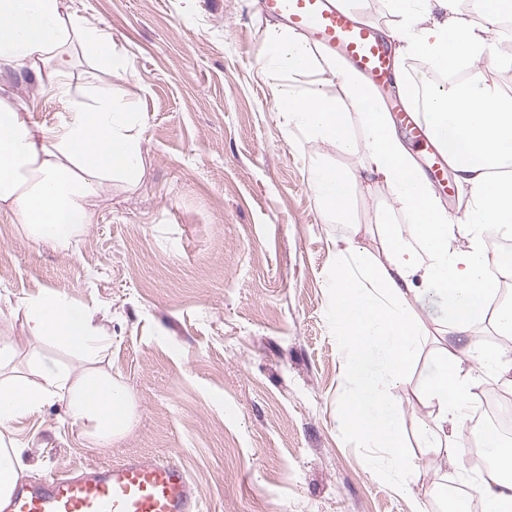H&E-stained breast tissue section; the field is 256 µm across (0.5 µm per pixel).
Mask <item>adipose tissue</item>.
Wrapping results in <instances>:
<instances>
[{"instance_id": "ef3b65f1", "label": "adipose tissue", "mask_w": 512, "mask_h": 512, "mask_svg": "<svg viewBox=\"0 0 512 512\" xmlns=\"http://www.w3.org/2000/svg\"><path fill=\"white\" fill-rule=\"evenodd\" d=\"M393 18L391 37L397 59L415 57L434 70L461 69L465 82L431 93L423 118L436 134L456 179L467 194L463 217L455 218L436 200L420 175L391 117L353 70L337 64L332 79L315 77L289 92L283 111L288 130L332 144L338 153L363 154V173L324 163L310 170V185L324 213L340 224L351 221V203L362 178L382 181L392 207L377 212L386 261L370 262L354 245L333 253L327 286L333 297L331 319L340 336L354 388L349 401L357 436L379 449L375 472L390 476L397 493L410 494L399 435L400 415L388 392L406 372L419 347V328L410 303L421 295L437 298L448 328L466 337L473 326L492 318L501 335H512V303L495 302L512 277V256L490 252L494 233L512 232V101L486 82V68H510L512 57L494 53L499 20L512 0H485L481 21L458 8V0H384ZM79 42L83 53L115 69L109 32L84 24L63 10L62 0H0V65L28 73L69 111L56 127L28 122L33 101L0 98V213L11 217L33 240L67 246L89 223L103 181L137 177L144 159L139 147L141 113L111 94L92 90L77 96L67 52ZM263 59L265 70L283 74L308 71L310 46L300 35L276 25ZM337 81L341 91L328 90ZM358 123L361 138L349 132ZM402 211L410 226L394 222ZM26 322L35 341H51L80 355L77 371L54 358L33 360L31 375L12 374L17 356L12 342L0 340V426L65 400L73 424L97 448L111 447L133 426L125 389L102 362L109 338L92 308L51 290L26 299ZM492 376L512 387V358L494 344L466 346L450 353L424 390L437 408L420 434L424 445L446 448L461 465L460 441L470 420L475 383ZM496 466L476 484L483 512H512V442L487 437Z\"/></svg>"}]
</instances>
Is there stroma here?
<instances>
[{"instance_id":"obj_1","label":"stroma","mask_w":512,"mask_h":512,"mask_svg":"<svg viewBox=\"0 0 512 512\" xmlns=\"http://www.w3.org/2000/svg\"><path fill=\"white\" fill-rule=\"evenodd\" d=\"M112 35L124 69L98 68L72 46V86L95 84L144 116L142 175L104 182L92 223L69 249L35 243L0 215V339L28 373L45 355L83 359L33 341L23 301L62 290L93 307L111 339L103 362L133 396L137 419L95 448L56 400L4 430L38 485L134 453L166 454L188 472L200 512H445L458 471L419 441L436 413L422 395L456 346L437 302H413L420 347L389 397L401 411L413 494L393 493L369 465L346 404L352 386L331 323L336 245L351 239L384 260L380 182L357 190L353 221L327 218L309 184L319 161L356 167L326 143L287 132L271 94L308 77L262 72L270 18L258 0H63ZM0 97L37 98L33 122L52 126L64 103L0 69Z\"/></svg>"}]
</instances>
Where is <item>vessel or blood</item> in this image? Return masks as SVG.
<instances>
[{"label": "vessel or blood", "mask_w": 512, "mask_h": 512, "mask_svg": "<svg viewBox=\"0 0 512 512\" xmlns=\"http://www.w3.org/2000/svg\"><path fill=\"white\" fill-rule=\"evenodd\" d=\"M260 12L285 21L309 45L337 53L375 84L398 81L400 75L386 43L374 28L334 0H258ZM410 136L424 144L436 177L446 160L423 119L400 108ZM4 512H200L196 485L170 458L130 455L96 465L75 476L63 471L33 490L13 493Z\"/></svg>", "instance_id": "obj_1"}]
</instances>
